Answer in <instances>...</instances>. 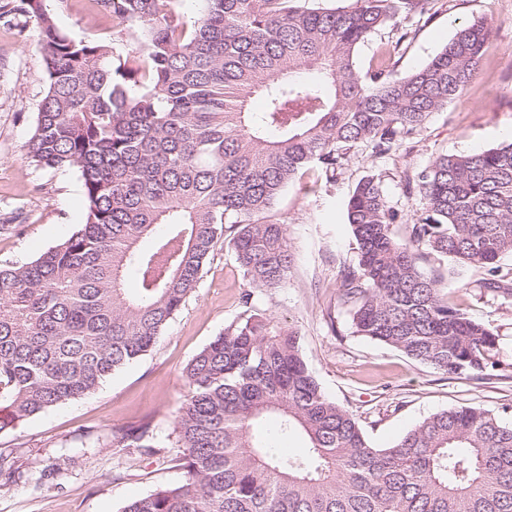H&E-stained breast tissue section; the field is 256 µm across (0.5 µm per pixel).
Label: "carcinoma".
I'll return each mask as SVG.
<instances>
[{
	"label": "carcinoma",
	"mask_w": 512,
	"mask_h": 512,
	"mask_svg": "<svg viewBox=\"0 0 512 512\" xmlns=\"http://www.w3.org/2000/svg\"><path fill=\"white\" fill-rule=\"evenodd\" d=\"M94 2L131 40L126 55L61 33L43 0L0 4V21L34 24L47 74L28 155L75 169L87 202L63 243L0 266V431L150 352L226 242L250 315L185 369L175 426L185 480L122 512H512V421L451 408L374 448L324 394L294 327L253 303L291 274L287 228L265 219L288 185L311 168L334 177L356 145L385 158L414 143L476 78L489 27L459 25L405 77L385 51L362 76L359 46L435 0H203L191 23L178 0ZM405 187L421 213L402 237L381 175L363 177L347 201L357 262L339 275L354 333L449 374L498 366L496 336L450 295L467 267L512 299L499 266L512 256V142L441 153ZM266 424L301 436L305 454L275 450ZM113 443L157 447L148 422Z\"/></svg>",
	"instance_id": "carcinoma-1"
}]
</instances>
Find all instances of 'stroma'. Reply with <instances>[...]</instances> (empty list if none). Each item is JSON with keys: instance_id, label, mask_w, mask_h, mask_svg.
I'll return each instance as SVG.
<instances>
[{"instance_id": "obj_1", "label": "stroma", "mask_w": 512, "mask_h": 512, "mask_svg": "<svg viewBox=\"0 0 512 512\" xmlns=\"http://www.w3.org/2000/svg\"><path fill=\"white\" fill-rule=\"evenodd\" d=\"M57 28L77 40H103L124 52L112 20L92 0H44ZM488 24L483 69L460 99L434 112L413 147L391 159L353 148L333 182L319 172L289 186L268 212L288 227L295 265L287 288L257 297L256 306L300 332L304 359L325 395L349 410L373 446L384 448L433 413L480 406L512 420V304L476 287L477 270L463 271L468 288L457 298L468 315L498 336L500 362L489 380L466 379L413 361L354 335L343 305L342 267L355 264V241L345 208L355 185L381 174L384 190L405 223L419 214L405 176L442 152L469 153L512 141V0H436L430 15L407 26L406 38L386 27L361 45L359 72L381 48L391 50L396 75L425 65L463 23ZM46 88L35 28L0 23V266L20 265L62 243L82 223L85 196L76 170L31 163L27 142ZM245 281L227 244H218L203 276L168 330L145 356L115 371L90 394L0 432L19 476L0 477V512H122L131 500L182 482L175 444L178 408L186 393L184 368L225 326L243 317ZM150 422L154 454L115 448L113 433ZM90 429L84 447L74 438Z\"/></svg>"}]
</instances>
